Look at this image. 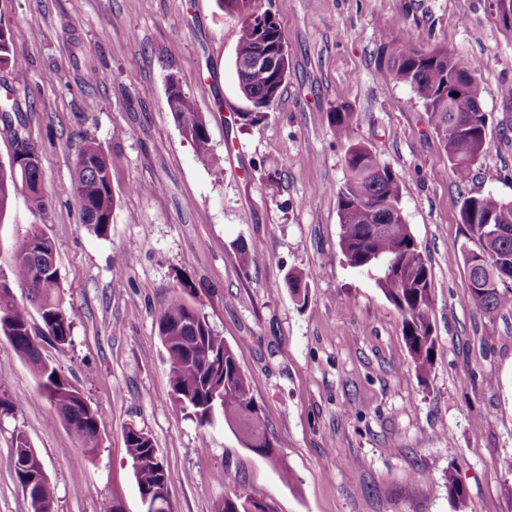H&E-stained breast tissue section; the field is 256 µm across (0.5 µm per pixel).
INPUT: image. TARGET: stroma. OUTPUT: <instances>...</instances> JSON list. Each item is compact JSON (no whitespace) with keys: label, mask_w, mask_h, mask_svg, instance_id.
Returning <instances> with one entry per match:
<instances>
[{"label":"stroma","mask_w":512,"mask_h":512,"mask_svg":"<svg viewBox=\"0 0 512 512\" xmlns=\"http://www.w3.org/2000/svg\"><path fill=\"white\" fill-rule=\"evenodd\" d=\"M286 37L288 77L266 120L250 111L234 68L242 23L218 0H0L19 27L26 64L0 69V91L22 111L37 146L44 196L25 190L0 217V278L17 298L13 250L32 225L56 246L71 342L44 359L101 418L91 460L40 395L27 362L0 335L10 374L0 399V512H28L13 468L24 431L55 487L54 512H142L124 431L147 432L169 475L172 512H218L245 487L277 512H512V303L485 314L467 304L456 250L464 197L512 200V5L507 0H254ZM442 47L472 61L488 149L457 184L428 116L405 83L385 78L383 41ZM95 66L85 84L75 60ZM176 75L209 130L214 162L167 104ZM354 115L360 142L400 176L401 207L432 275L434 364L418 380L402 319L338 245L337 192L347 144L330 125ZM97 140L112 168L107 235L82 224L76 153ZM350 141V142H351ZM280 183L277 196L266 178ZM246 242L260 262L243 270ZM312 272L306 306L286 277ZM205 299L213 330L236 352L262 408L278 462L246 448L223 422L202 426L176 403L156 318L180 280ZM294 475L280 476V465Z\"/></svg>","instance_id":"1"}]
</instances>
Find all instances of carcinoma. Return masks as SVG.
Masks as SVG:
<instances>
[{"label":"carcinoma","mask_w":512,"mask_h":512,"mask_svg":"<svg viewBox=\"0 0 512 512\" xmlns=\"http://www.w3.org/2000/svg\"><path fill=\"white\" fill-rule=\"evenodd\" d=\"M228 13L243 15L235 59L250 57L258 42L268 40L280 46L284 33L268 12L251 8L252 0H219ZM22 32L0 17V68L19 69L25 60L18 46ZM390 48L386 75L410 86L422 102L434 134L448 153L455 177L465 182L472 166L487 150L488 113L478 111L481 90L469 85L463 101L448 100V83L475 72L467 59L445 49L426 50L412 43ZM286 77L261 66L246 76L244 87L252 111L240 119L256 125L268 117L273 104L265 101L272 90L281 96ZM167 103L182 134L196 148L197 160L204 166L212 161L208 127L192 100L179 87L175 74L168 75ZM17 101L0 104V121L10 130L13 151L7 162L0 161V216L11 195L24 181H34L37 166L25 172L18 159L36 149L25 135L23 125H14L19 116ZM330 124L339 140H350L353 113L332 112ZM347 178L337 192L340 224L339 247L345 260L355 268L377 267V285L385 298L402 316L403 336L415 372L423 377L433 367L436 339L431 317V271L406 224L400 207V178L382 163L367 146L352 143L345 153ZM74 190L81 221L99 235L107 234L112 223L114 194L110 164L101 145L83 140L74 162ZM461 221L466 233L456 244L468 278L482 281L470 287L468 303L486 314L496 312L512 300V200L486 194L464 198ZM15 279L29 291V302L19 301L7 281L0 280V335L7 338L16 353L32 368L38 387L56 409L82 447L80 459L87 460L99 446L100 414L55 367L43 360L41 342L51 338L57 345L71 341L72 321L59 295L55 248L37 225L15 245ZM308 273H290L287 285L301 307L310 293ZM37 312L39 322L32 321ZM159 337L169 366V384L174 400L202 426L218 420L242 438L253 452L274 459L276 449L267 433L261 407L251 394V381L243 372L234 349L210 326L203 313L201 298L194 286L181 281L177 291L157 320ZM128 459L144 493L166 474L153 439L143 430L129 426L125 431ZM29 501L30 512H53L54 488L35 469L15 471ZM448 491L458 512H467L463 488L448 475ZM262 505L243 487L224 496L221 512H259Z\"/></svg>","instance_id":"cac0c4a2"}]
</instances>
